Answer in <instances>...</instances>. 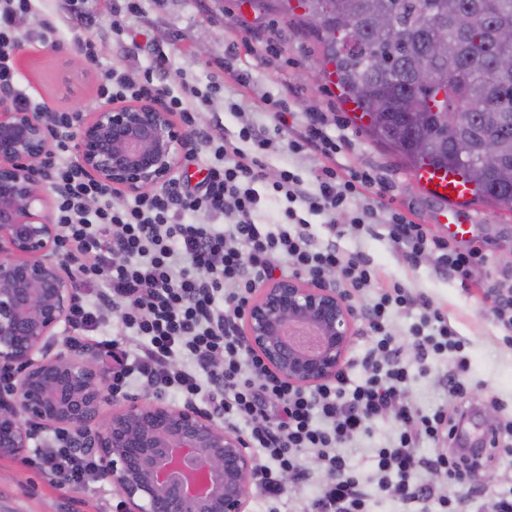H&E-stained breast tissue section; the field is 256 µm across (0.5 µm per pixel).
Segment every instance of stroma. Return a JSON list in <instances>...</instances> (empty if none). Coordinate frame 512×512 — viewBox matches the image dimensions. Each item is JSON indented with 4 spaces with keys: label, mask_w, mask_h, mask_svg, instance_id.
I'll use <instances>...</instances> for the list:
<instances>
[{
    "label": "stroma",
    "mask_w": 512,
    "mask_h": 512,
    "mask_svg": "<svg viewBox=\"0 0 512 512\" xmlns=\"http://www.w3.org/2000/svg\"><path fill=\"white\" fill-rule=\"evenodd\" d=\"M126 3L31 0L30 11L20 20L22 41L14 59L19 79L12 94H25L50 112H89L103 102L99 87L105 70L116 67L138 80L161 53L168 58L163 76L170 88L186 83L200 90L203 99L193 114L194 126L213 143L237 133L245 122L260 131H280L282 143L266 159V179L255 185L261 198L258 221L278 222L288 206L285 198H274L271 187L281 169L299 174L310 190L321 167L370 169L387 187L385 203L425 225L434 236L447 238L438 222L442 202L427 195L401 159L374 141L348 105L340 102L336 87L323 75L310 30L255 10L251 0H139L133 14L126 13ZM47 20L53 31L44 30ZM86 38L96 45V60H88L79 46ZM228 67L233 77H225ZM271 97L285 100L287 128H280L276 114L267 109ZM235 102L240 112L231 111ZM310 111L324 115L328 134L341 144L338 153L326 157L288 149V142L303 133ZM296 212L309 223L316 244L334 241L344 251L362 253L385 280L423 292L435 307L447 311L468 341L477 426H484L486 418H500L502 410H512V345L505 343V329L482 299L497 271L512 268V208L479 203L460 207L459 219L471 225L472 233L457 240V247L478 246L487 256L478 275L466 284L441 273L429 260L408 266L400 246L383 227L385 212L375 215L374 231L338 239L325 216L302 206ZM449 369L446 358L429 359L426 374L415 375L410 383L409 403L423 411L452 408L455 401L443 388ZM393 431L392 419L375 422L346 449L351 467L372 487L370 512H403L401 503L375 488L373 450L385 445ZM307 468L309 481L291 497L273 505L252 495L246 512H301L323 480L315 460H308ZM121 500L119 491L106 481L74 487L45 475L37 465L0 457V512H96L103 503Z\"/></svg>",
    "instance_id": "obj_1"
}]
</instances>
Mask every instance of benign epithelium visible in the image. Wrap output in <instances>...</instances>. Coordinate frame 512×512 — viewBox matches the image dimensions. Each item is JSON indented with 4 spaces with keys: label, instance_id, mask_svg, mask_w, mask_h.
I'll return each instance as SVG.
<instances>
[{
    "label": "benign epithelium",
    "instance_id": "1",
    "mask_svg": "<svg viewBox=\"0 0 512 512\" xmlns=\"http://www.w3.org/2000/svg\"><path fill=\"white\" fill-rule=\"evenodd\" d=\"M415 85L435 87L428 67L416 69ZM443 102L440 93L429 114L410 101L413 123L445 120ZM61 135L56 113L22 108L0 88V372L8 374L0 383V456L20 457L36 435L67 430L99 455L125 512H245L258 465L242 434L195 406L148 397L116 404L106 378L70 353L64 327L79 294L77 255L62 249L45 211ZM71 135L81 168L115 202L171 181L192 138L153 98L77 112ZM481 164L508 174L492 138ZM242 319L246 345L273 374L316 388L342 372L357 312L331 283L288 278L260 289Z\"/></svg>",
    "mask_w": 512,
    "mask_h": 512
}]
</instances>
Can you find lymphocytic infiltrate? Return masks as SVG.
I'll use <instances>...</instances> for the list:
<instances>
[{
	"instance_id": "1",
	"label": "lymphocytic infiltrate",
	"mask_w": 512,
	"mask_h": 512,
	"mask_svg": "<svg viewBox=\"0 0 512 512\" xmlns=\"http://www.w3.org/2000/svg\"><path fill=\"white\" fill-rule=\"evenodd\" d=\"M28 4L0 0V86L15 80V22ZM101 92L116 102L165 97L169 111L186 123L199 95L188 86L174 96L152 78L137 83L113 69L105 71ZM246 142L251 151L243 150ZM276 145L269 132L244 125L237 136L215 146L216 161L206 166L195 187L174 181L116 208L110 191L82 171L69 139L58 141L55 221L82 257V281L104 283L125 302L113 319L101 302L79 299L71 311L75 334L69 342L94 348L113 393L142 381L156 386L159 395L172 392L185 403L211 405L227 427L242 430L249 445L268 459L262 469L268 498L284 496L282 473L306 479L302 459L310 454L326 479L303 512H368L367 484L350 466L345 449L373 421L390 416L394 436L376 451L379 490L398 498L406 512H428L434 501L452 505L450 488L512 453V418L489 428L488 448L464 453L457 449V422L466 417V408L451 417L441 407L423 413L406 405L411 375L388 330L391 315L417 312L409 328L417 362L452 358L455 371L448 377V391L460 398L472 388L466 341L424 295L397 282L381 285L377 268L362 254L344 253L332 243L314 245L307 224L297 220L294 210H285L283 228L256 221L260 198L253 186L263 181L264 158ZM315 180L317 192H308L302 179L284 169L272 188L312 212L332 216L345 210L359 189L374 183L369 174L344 177L331 167L318 169ZM187 212L224 213L234 222L222 230L212 224H185L181 217ZM386 227L389 237L403 245L409 266H417L431 249L439 269L464 279L487 261L478 248L462 250L430 238L422 225L403 214L391 213ZM279 256L285 257L292 276L321 283L333 272L341 293L373 294L365 330L375 343L364 361L367 376L362 384L349 386L341 375L317 389H301L271 373L245 345L239 331L242 310L254 290L274 278ZM116 322L121 325L117 335L112 332ZM427 441L448 443L450 451L423 457L420 450ZM34 456L47 475L76 486L100 476L98 456L76 447L64 433L54 434ZM424 471L446 473L447 488L421 481Z\"/></svg>"
}]
</instances>
